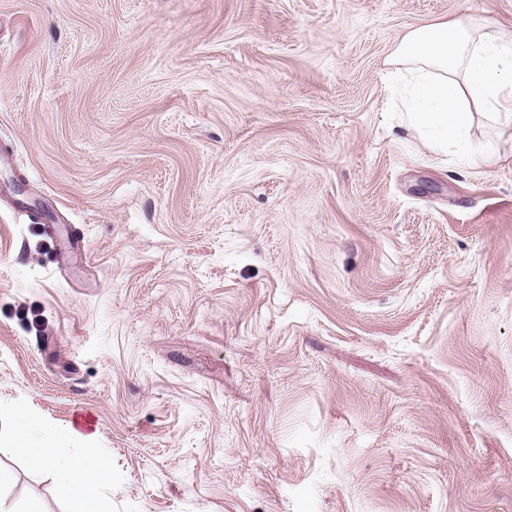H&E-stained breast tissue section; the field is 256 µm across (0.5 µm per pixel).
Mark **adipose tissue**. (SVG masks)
<instances>
[{"instance_id": "1", "label": "adipose tissue", "mask_w": 512, "mask_h": 512, "mask_svg": "<svg viewBox=\"0 0 512 512\" xmlns=\"http://www.w3.org/2000/svg\"><path fill=\"white\" fill-rule=\"evenodd\" d=\"M407 103V123L432 148L455 145L472 164L488 160L472 146L473 111L493 125L512 126V32L486 24L432 22L409 27L390 60ZM14 443L41 468L54 471L60 494L75 512H100L98 491L109 483L112 463L68 456L52 445L33 446L24 415H17Z\"/></svg>"}]
</instances>
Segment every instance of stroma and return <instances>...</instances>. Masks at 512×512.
Instances as JSON below:
<instances>
[{"instance_id":"1","label":"stroma","mask_w":512,"mask_h":512,"mask_svg":"<svg viewBox=\"0 0 512 512\" xmlns=\"http://www.w3.org/2000/svg\"><path fill=\"white\" fill-rule=\"evenodd\" d=\"M458 19L512 0H0L5 512H73L19 411L101 512H512V129L389 77ZM14 443L18 451L43 469L56 473L60 494L75 504L74 512H100L98 490L109 483L108 456L91 460L68 456L52 445L32 446V432L24 415L16 417Z\"/></svg>"}]
</instances>
